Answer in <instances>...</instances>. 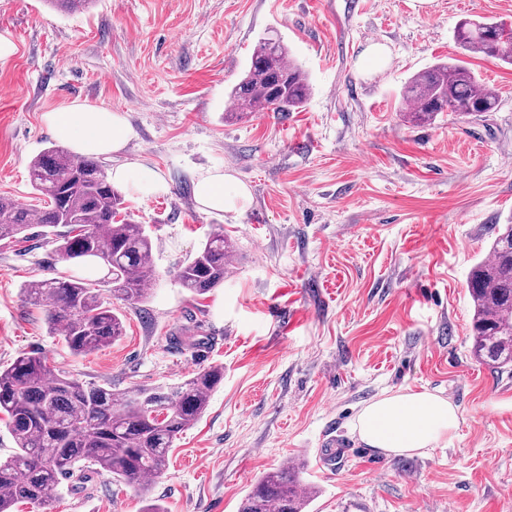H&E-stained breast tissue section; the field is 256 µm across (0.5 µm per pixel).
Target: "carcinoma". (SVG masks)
Returning <instances> with one entry per match:
<instances>
[{"label":"carcinoma","mask_w":512,"mask_h":512,"mask_svg":"<svg viewBox=\"0 0 512 512\" xmlns=\"http://www.w3.org/2000/svg\"><path fill=\"white\" fill-rule=\"evenodd\" d=\"M464 53L512 66V28L489 20H464L456 30ZM306 73L287 47L263 39L228 98L236 113L294 112L308 99ZM412 104L407 119L432 121L440 112L479 117L493 111L496 90L462 60L442 62L416 75L404 91ZM30 181L45 196V207L27 209L0 197V240L17 237L31 225L49 229L62 261L78 265L91 258L110 276L112 295L131 304L147 298L155 277L153 246L142 225L117 219L124 197L90 158L51 146L30 162ZM228 245L224 230L211 233L178 271L183 288L202 296L224 282ZM473 304L472 354L493 369L512 371V224L498 232L489 256L470 270ZM25 298L44 309L50 331L69 350L82 354L123 335V321L104 306L85 277L58 275L34 280ZM224 379L221 366H209L180 385L119 395L110 388L54 376L38 355L21 356L0 368V414L16 445L0 459V512L20 504L40 506L64 479L83 486L89 474L105 471L144 497L165 471L177 435L205 413L211 393ZM316 492L284 467L259 479L239 512H306Z\"/></svg>","instance_id":"cac0c4a2"}]
</instances>
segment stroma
Listing matches in <instances>:
<instances>
[{"instance_id": "stroma-1", "label": "stroma", "mask_w": 512, "mask_h": 512, "mask_svg": "<svg viewBox=\"0 0 512 512\" xmlns=\"http://www.w3.org/2000/svg\"><path fill=\"white\" fill-rule=\"evenodd\" d=\"M479 16L512 25V0H95L75 14L0 0V34L15 46L0 65V196L43 207L29 163L56 138L42 115L75 101L121 112L133 130L103 170L138 162L168 184L125 197L127 219L152 239L155 282L130 305L94 272L124 332L85 354L22 293L72 274L56 242L37 224L26 240H0V367L37 354L54 372L131 393L223 366L153 484L167 512H237L259 477L286 465L318 491L307 512H512V373L471 355L467 278L512 221V67L463 54L454 38ZM265 37L308 74L309 98L298 112L225 119ZM374 43L388 49L379 68L364 57ZM458 58L497 91V109L410 123L405 86ZM214 167L249 187L245 206L199 209L193 182ZM218 228L229 274L190 296L176 273ZM424 389L458 408L447 441L394 456L359 440L363 406ZM331 434L352 453L328 470L316 453ZM142 508L102 473L19 512Z\"/></svg>"}]
</instances>
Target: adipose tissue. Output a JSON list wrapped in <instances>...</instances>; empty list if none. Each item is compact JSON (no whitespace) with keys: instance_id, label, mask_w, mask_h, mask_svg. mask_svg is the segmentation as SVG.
I'll return each instance as SVG.
<instances>
[{"instance_id":"1","label":"adipose tissue","mask_w":512,"mask_h":512,"mask_svg":"<svg viewBox=\"0 0 512 512\" xmlns=\"http://www.w3.org/2000/svg\"><path fill=\"white\" fill-rule=\"evenodd\" d=\"M42 119L57 140L79 156L119 153L132 135L121 113L80 102L44 113ZM109 179L142 198L167 188L158 169L140 163L112 167ZM193 193L207 212L235 209L250 198L246 185L234 183L232 176L220 169L199 175ZM458 426V409L449 399L429 391H397L368 403L357 417L356 431L368 447L402 456L426 453L447 440Z\"/></svg>"}]
</instances>
